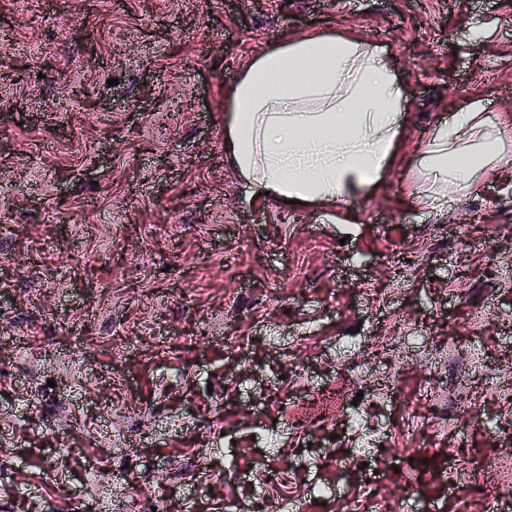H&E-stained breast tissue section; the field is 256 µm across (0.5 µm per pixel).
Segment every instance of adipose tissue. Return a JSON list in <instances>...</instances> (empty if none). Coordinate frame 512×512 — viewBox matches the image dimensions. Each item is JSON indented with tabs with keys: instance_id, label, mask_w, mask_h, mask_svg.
<instances>
[{
	"instance_id": "1",
	"label": "adipose tissue",
	"mask_w": 512,
	"mask_h": 512,
	"mask_svg": "<svg viewBox=\"0 0 512 512\" xmlns=\"http://www.w3.org/2000/svg\"><path fill=\"white\" fill-rule=\"evenodd\" d=\"M405 89L385 48L354 36L273 43L224 93V135L238 175L277 200L326 208L377 187L395 163ZM470 101L421 150L426 211L448 209L506 157L501 124ZM477 132L476 147L461 140Z\"/></svg>"
}]
</instances>
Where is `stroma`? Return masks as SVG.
I'll list each match as a JSON object with an SVG mask.
<instances>
[{
  "mask_svg": "<svg viewBox=\"0 0 512 512\" xmlns=\"http://www.w3.org/2000/svg\"><path fill=\"white\" fill-rule=\"evenodd\" d=\"M312 34L407 98L382 183L324 209L224 144L225 86ZM0 51V512H104L90 465L149 490L113 512H500L441 472L512 455V163L444 213L413 190L448 115L512 113V0H0Z\"/></svg>",
  "mask_w": 512,
  "mask_h": 512,
  "instance_id": "stroma-1",
  "label": "stroma"
}]
</instances>
